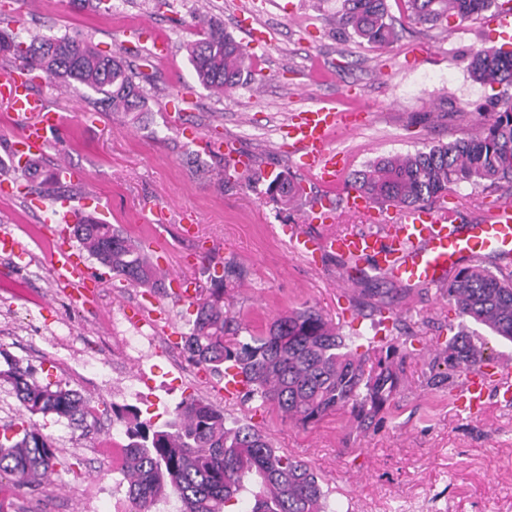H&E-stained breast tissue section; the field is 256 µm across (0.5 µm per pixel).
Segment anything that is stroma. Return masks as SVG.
Segmentation results:
<instances>
[{
  "mask_svg": "<svg viewBox=\"0 0 512 512\" xmlns=\"http://www.w3.org/2000/svg\"><path fill=\"white\" fill-rule=\"evenodd\" d=\"M112 2L107 11L97 0H0V30L22 40L38 33L83 38L151 77L149 110L136 121L102 111L91 92L35 79L34 93L65 117L37 160L40 173L66 164L85 175L40 211L19 193L31 179L11 157L23 121L0 102V181L16 184L0 192V234L17 243L15 255L0 253V350L33 365L40 383L76 390L98 409L84 433L46 418L61 468L77 478L14 489L17 512H134L122 466L97 449L110 435L127 442L113 405L132 406L159 426L193 398L224 409L228 421L259 427L275 447L307 461L334 512H512V406L492 399L471 416L453 404L463 373L433 380L446 369L459 324L444 289L405 288L374 275L348 284L332 255L322 271L311 270L283 233L299 223L307 202L285 206L261 185L205 180L201 168L223 172L224 158L190 139L195 133L235 141L255 166L300 180L308 197H319L322 188L282 147L285 125L308 104L366 113L362 130L336 137L352 171L464 137L493 118L485 106L494 89L472 82L463 64L481 48L503 47L489 13L454 17L444 27L407 26L397 41L378 47L338 22L340 0ZM209 17L219 18L254 62L251 80L220 98L199 85L186 51L196 22ZM147 31L168 42V59L149 54ZM508 197L506 183L453 193L463 224ZM65 200L140 242L163 276L205 289L211 267L230 261L244 268V278L226 284L224 305L249 333L312 306L342 335L364 336L362 353L405 357L404 379L365 426L346 409L302 426L257 400L225 404L213 389L215 375L199 372L183 348L195 312L188 302L166 288H135L91 258L86 266L101 281L86 299L73 300L52 276L50 220ZM185 209L198 226L193 239L179 233L177 216ZM141 305L152 306L173 333L121 352L120 340L140 331L130 316Z\"/></svg>",
  "mask_w": 512,
  "mask_h": 512,
  "instance_id": "35a3bbf8",
  "label": "stroma"
}]
</instances>
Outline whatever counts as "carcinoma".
I'll list each match as a JSON object with an SVG mask.
<instances>
[{"label":"carcinoma","mask_w":512,"mask_h":512,"mask_svg":"<svg viewBox=\"0 0 512 512\" xmlns=\"http://www.w3.org/2000/svg\"><path fill=\"white\" fill-rule=\"evenodd\" d=\"M395 3L408 24L436 26L451 17L471 19L490 9L495 0ZM341 12L344 24L370 44L386 46L398 38L387 0H341ZM187 53L203 88L222 94L242 84L248 54L217 21L201 23ZM0 54L21 61L40 76L92 91L96 104L106 112H123L135 119L148 111L147 76L84 40L42 34L21 41L1 31ZM464 63L473 81L503 88L491 102L493 121L448 144L369 162L353 173L350 186L382 204L413 209L461 185L512 184V51L482 48ZM238 178L254 184L268 181L267 192L287 206L305 194L300 183L285 175L269 180L248 167ZM62 186V180L51 173L42 186L28 187V193L40 196ZM72 234L89 257L130 284L163 287L157 268L116 226L87 215L73 225ZM241 276L242 270L230 263L210 275L211 286L196 299V315L185 336L189 357L217 375L231 364L247 379L246 397L271 404L290 422L311 423L344 407L358 422H371L399 385L403 362H395L389 354L372 362L357 354L349 338L311 306L281 314L266 332L241 340V323L224 311V281ZM447 291L448 303L459 318L512 342V274L473 265L459 270L448 281ZM0 357L5 364L0 380L12 386L28 414L19 433L0 437V478L7 476L17 485L36 484L54 472L56 449L35 418L52 416L81 427L90 416V402L74 390L40 384L32 368L2 351ZM483 363V352L472 345L445 359L454 372ZM112 409L126 422L124 477L135 512H151L169 497L181 502V512H228L244 492L251 496L248 512H327V494L305 461L274 448L253 425L227 424L224 411L209 403L183 401L173 418L156 429L128 407Z\"/></svg>","instance_id":"obj_1"}]
</instances>
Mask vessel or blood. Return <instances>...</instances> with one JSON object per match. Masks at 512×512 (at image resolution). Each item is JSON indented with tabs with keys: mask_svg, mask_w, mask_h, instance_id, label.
<instances>
[{
	"mask_svg": "<svg viewBox=\"0 0 512 512\" xmlns=\"http://www.w3.org/2000/svg\"><path fill=\"white\" fill-rule=\"evenodd\" d=\"M0 100L26 117L14 144L16 151L37 157L44 153L52 135L61 129V113L47 108L28 88L27 76L17 71L0 77ZM349 115L326 107L302 111L288 127V151L299 156L307 172L322 186H335L346 167L347 155L336 148V131L355 130ZM355 217L363 230L342 233L337 223ZM316 222L319 232L309 233ZM286 234L291 248L312 266L333 255L344 263L348 281L366 274L382 276L407 287H440L456 274L463 256H491L501 267L512 266V199L500 200L477 224L457 223L444 201L412 210L387 208L360 191L348 189L339 200L319 199L300 224ZM54 277L82 291L95 287L80 251L59 245L48 252ZM512 398V367H481L467 371L455 394L462 412L477 415L491 390Z\"/></svg>",
	"mask_w": 512,
	"mask_h": 512,
	"instance_id": "b4317fda",
	"label": "vessel or blood"
}]
</instances>
